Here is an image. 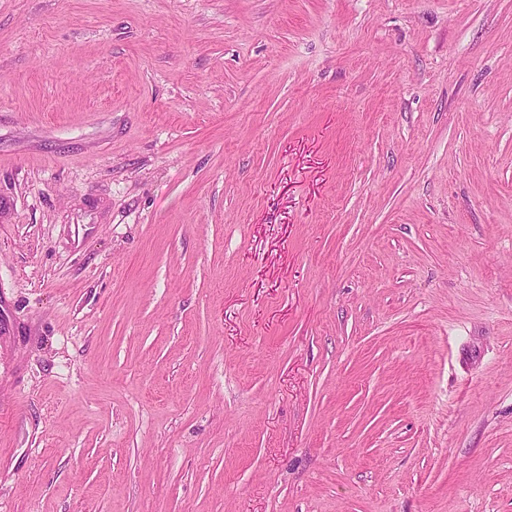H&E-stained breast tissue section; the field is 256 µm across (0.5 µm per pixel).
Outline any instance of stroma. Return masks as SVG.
I'll return each mask as SVG.
<instances>
[{"instance_id":"1","label":"stroma","mask_w":512,"mask_h":512,"mask_svg":"<svg viewBox=\"0 0 512 512\" xmlns=\"http://www.w3.org/2000/svg\"><path fill=\"white\" fill-rule=\"evenodd\" d=\"M0 512H512V0H0Z\"/></svg>"}]
</instances>
